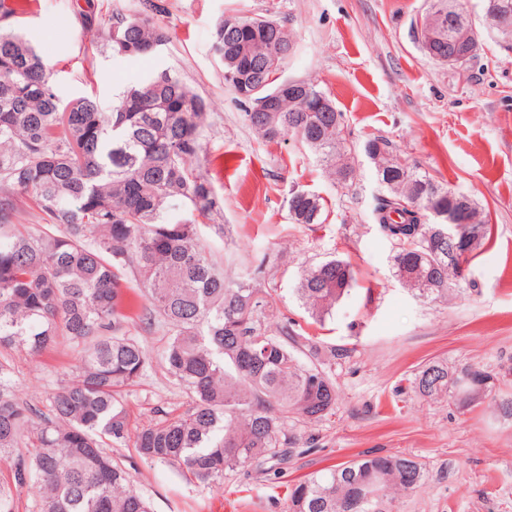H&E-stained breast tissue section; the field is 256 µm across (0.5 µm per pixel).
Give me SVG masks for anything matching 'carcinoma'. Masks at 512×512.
<instances>
[{"mask_svg": "<svg viewBox=\"0 0 512 512\" xmlns=\"http://www.w3.org/2000/svg\"><path fill=\"white\" fill-rule=\"evenodd\" d=\"M497 2L489 18L509 44L512 0ZM428 12L440 14L437 51L463 52L461 0H429ZM159 13L154 4L107 19L85 13L83 28L106 27L117 55L150 57L168 42ZM294 48L290 32L272 20L228 16L216 27L224 82L255 101L278 99L276 112L247 113L256 133L266 140L293 135L347 181L354 156L333 102L306 81L298 96H276L275 76ZM205 111L201 97L165 70L121 91L109 112L91 97L62 108L49 62L22 35L0 28V347L39 357L63 338L78 354L46 413L10 390V366L0 362V460L10 461L14 487L33 481L43 490L38 512H152L129 470L105 451L130 438L124 391L149 365L126 330L137 319L166 328L164 368L192 399L184 412L162 410L137 432L134 448L147 464L218 487L229 472L291 458L296 439L288 419L319 422L336 410L321 343L279 322L263 289L231 285L201 240L197 218L219 209L195 166ZM363 151L386 190L374 220L393 246L395 277L432 301L466 292L467 255L491 238L474 202L401 162L385 138L367 140ZM24 196L60 233L12 223ZM179 202L192 217L168 216ZM429 203L466 214L468 223L448 239ZM289 215L319 224L322 205L297 192ZM128 270L143 285L142 304L129 298ZM354 283L351 265L330 259L304 270L296 292L321 324ZM414 388L423 400L448 398L462 409L488 398L512 416V396H498L493 375L475 365L432 361L415 375ZM29 429L36 446L24 452L18 445ZM427 479V464L411 456L366 455L293 482L288 512H395Z\"/></svg>", "mask_w": 512, "mask_h": 512, "instance_id": "obj_1", "label": "carcinoma"}]
</instances>
